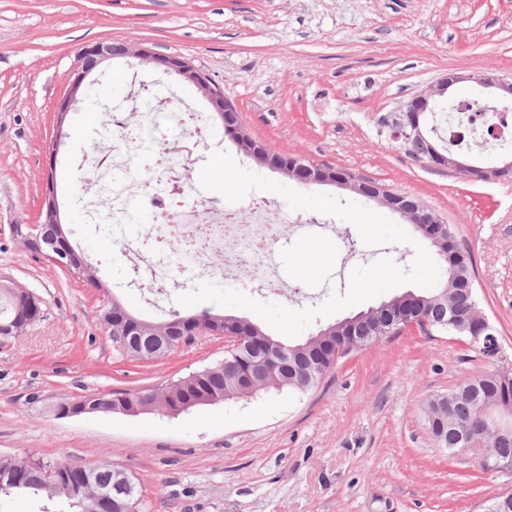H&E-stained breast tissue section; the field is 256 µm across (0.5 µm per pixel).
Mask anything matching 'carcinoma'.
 <instances>
[{"label":"carcinoma","mask_w":512,"mask_h":512,"mask_svg":"<svg viewBox=\"0 0 512 512\" xmlns=\"http://www.w3.org/2000/svg\"><path fill=\"white\" fill-rule=\"evenodd\" d=\"M457 111V104L438 110L440 125L423 131L424 140L417 145L426 156L429 145L448 131V119ZM425 238L437 259L446 267V278L437 287L418 292H406L381 302L359 315L360 323L351 327L339 320L332 324L329 336L316 333L302 343L290 344L269 335L259 325L241 318L203 311L184 314L171 310L162 323H153L137 317L121 303L110 304L111 314L131 325L128 335L112 337V341L126 340L125 355L131 359H162L177 349L172 342L164 349L157 347L158 336L170 327H179L186 334L207 333L221 328L232 332L240 330L251 339V348L224 354V359L207 365L186 376L170 380L158 387L142 391L113 392L108 396L81 397L90 413L112 412V400L124 398L138 406L145 403L169 415H179L193 408L233 400L245 394L263 390L305 389L316 385L339 359L347 356L344 349L355 342L366 346L382 336L398 333V328L415 322L422 331H436L470 338L467 322L472 309L477 307L476 295L459 294L461 282L475 286L473 262L470 253L457 242L454 228L445 223L430 222L414 225ZM42 309L38 297L28 301L15 298L13 290H0V324L14 319L25 327L37 322L36 311ZM284 351L292 374L288 375L267 361L268 356ZM493 408L489 420L502 425L509 418H501L498 409L512 407V372L493 369L470 379L448 391L447 396H436L426 402L428 416L438 417L444 407L452 409L451 427L444 429V444L449 452L461 451L459 438L480 425L485 406ZM489 454L498 460L502 471L512 472V434L493 437ZM0 512H8L6 503L16 497H30L41 502L39 512H140L141 489L133 475L125 469L109 464H78L34 460L29 457L0 456ZM125 486V494L112 497V507L103 502L105 492L116 486Z\"/></svg>","instance_id":"cac0c4a2"}]
</instances>
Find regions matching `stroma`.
Returning a JSON list of instances; mask_svg holds the SVG:
<instances>
[{
  "label": "stroma",
  "instance_id": "obj_1",
  "mask_svg": "<svg viewBox=\"0 0 512 512\" xmlns=\"http://www.w3.org/2000/svg\"><path fill=\"white\" fill-rule=\"evenodd\" d=\"M113 39L190 59L271 150L411 195L455 225L479 308L512 366V181L418 163L380 126L448 73L512 74V0H0V284L42 301L39 321L0 342V456L127 468L143 512H484L512 490V473L482 469L476 453H449L428 428V398L489 368L460 336L406 329L340 359L314 387L177 416L56 413L59 402L149 389L224 357L223 337L204 334L165 358L130 359L97 318L110 293L159 322L181 293L174 283L142 286L120 244L75 201L80 172L70 156L112 148L99 104L76 103L67 154H48L79 50ZM109 69L147 75V97H197L134 59ZM51 181L67 237L100 288L13 233L39 221ZM269 199L274 221L328 227L279 242L283 280L256 300L316 307L347 293L355 267L414 260L412 245L369 246L349 222ZM305 260L315 268L309 278Z\"/></svg>",
  "mask_w": 512,
  "mask_h": 512
}]
</instances>
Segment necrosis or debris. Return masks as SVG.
I'll return each instance as SVG.
<instances>
[{
    "instance_id": "4bbe7bcc",
    "label": "necrosis or debris",
    "mask_w": 512,
    "mask_h": 512,
    "mask_svg": "<svg viewBox=\"0 0 512 512\" xmlns=\"http://www.w3.org/2000/svg\"><path fill=\"white\" fill-rule=\"evenodd\" d=\"M155 107L187 118L182 138L163 146L156 163H142L143 152L131 137L143 118L139 112L131 113L129 121H113L111 151L91 153L83 161L82 188L94 195L96 223L106 225L108 233L120 239L123 252L155 280H279L276 246L287 233L299 232V225L271 223V203L263 197L227 208L192 202V173L204 116L178 98L158 101ZM137 207L163 216L152 233L168 243V254L148 253L145 244L125 238L123 227L131 223ZM222 254L232 256L233 264H215V256Z\"/></svg>"
}]
</instances>
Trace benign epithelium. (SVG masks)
<instances>
[{
	"label": "benign epithelium",
	"instance_id": "obj_1",
	"mask_svg": "<svg viewBox=\"0 0 512 512\" xmlns=\"http://www.w3.org/2000/svg\"><path fill=\"white\" fill-rule=\"evenodd\" d=\"M135 59L141 63L152 65L157 70L175 75L182 81L193 86L197 93L205 99L213 109L219 122L230 120L238 113L236 105L224 95V89L212 83L191 61L178 55H159L140 43L127 41L96 42L83 47L78 55L74 77L71 80L68 96L57 106L55 112L56 129L63 130L68 121L74 104L85 97L88 87L93 83L92 73L103 63L113 60ZM471 82L482 92L483 99L496 103L512 101V74L500 75L495 71L480 74L461 75L450 73L426 90L413 96L400 108L403 121L392 131V136L404 144L408 153H413V144L423 139L420 130V116L431 110L435 98L441 97L459 83ZM433 157L420 159V162L449 166L466 173L478 181H495L512 179V158H507L500 166L483 167L448 157L432 149ZM285 177L303 184L335 186L339 189L359 192L364 190L370 200L377 201L388 207L392 206L394 195L381 186L365 181L357 176L346 177L337 173L329 166H318L307 161L299 162L295 168L282 172ZM42 221L34 225L17 224L14 232L32 252L44 256L58 267L67 269L73 266V252L65 243L61 234L60 209L54 181L47 182V192L41 208ZM471 341L479 344L487 354L495 356L500 351V344L493 326L482 317L479 323L470 326Z\"/></svg>",
	"mask_w": 512,
	"mask_h": 512
}]
</instances>
